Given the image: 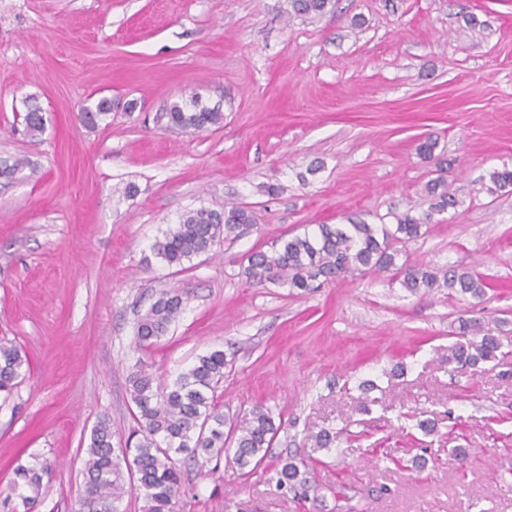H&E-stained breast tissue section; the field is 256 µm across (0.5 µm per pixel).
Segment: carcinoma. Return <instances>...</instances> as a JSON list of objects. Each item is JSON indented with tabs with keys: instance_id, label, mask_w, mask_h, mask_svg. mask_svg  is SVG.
<instances>
[{
	"instance_id": "obj_1",
	"label": "carcinoma",
	"mask_w": 512,
	"mask_h": 512,
	"mask_svg": "<svg viewBox=\"0 0 512 512\" xmlns=\"http://www.w3.org/2000/svg\"><path fill=\"white\" fill-rule=\"evenodd\" d=\"M292 11L300 16H321L335 7V0H289ZM193 111L174 104L167 112L168 124L176 129L198 133L224 120V113L200 100L191 99ZM112 112V100L101 99L95 108L83 111L88 125ZM26 133L35 137L45 131L46 119L33 107L24 117ZM490 193L512 186V169L489 174ZM432 198L431 209L443 213L458 205L441 178L425 185ZM395 224H319L317 231L282 237L271 249L252 252L242 274L255 285L267 283L290 288L300 295L310 294L337 278L375 269L392 274L393 279L412 293H430L448 288L461 294L480 297L485 283L458 268H435L399 261L401 252L394 242L414 240L422 235L431 215L417 217L406 211L394 213ZM253 223L252 211L240 205L221 210H191L163 233L152 245L153 255L169 267L208 254L237 235L241 227ZM186 293L169 289L159 293L148 310L137 320L135 343L148 349L170 330L186 307ZM473 338L458 340L448 347L447 362L454 368L475 369L502 354L498 337L484 332L473 322L466 326ZM228 364L224 351L201 355L171 385H162L138 366L128 378L131 402L135 407L136 427L123 446L112 443V429L106 419L92 428L87 456L83 463L84 483L78 512H120L123 498L135 492L142 497V512H176L182 491L183 465L188 461L220 464L229 456L233 464L249 476L260 468L283 424L275 422L272 411L255 405L242 415L229 417L216 397ZM28 359L13 341L0 339V394L9 396L17 386ZM309 454L290 455L272 469V479L283 497L318 500L317 483ZM54 472L48 459L34 457L33 462L17 463L13 477L0 489V512H34L43 480Z\"/></svg>"
}]
</instances>
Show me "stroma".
<instances>
[{
	"mask_svg": "<svg viewBox=\"0 0 512 512\" xmlns=\"http://www.w3.org/2000/svg\"><path fill=\"white\" fill-rule=\"evenodd\" d=\"M194 95L221 125H168ZM104 97L106 119L81 121ZM31 105L47 119L34 138ZM0 158L25 162L0 178V338L30 364L0 398V487L47 457L38 512H75L94 425L117 441L135 426V364L170 383L221 349L225 414L261 404L284 421L268 464L320 431L336 441L316 454L318 502L224 461L187 467L177 512H334L343 495L361 512H512V188L487 192L512 168V0H338L317 18L288 0H0ZM437 177L458 206L398 248L469 270L482 298L378 271L304 296L243 276L283 235L427 213ZM228 202L254 224L184 268L150 262L180 215ZM170 288L186 308L137 350L139 315ZM470 319L506 355L460 373L448 347Z\"/></svg>",
	"mask_w": 512,
	"mask_h": 512,
	"instance_id": "1",
	"label": "stroma"
}]
</instances>
